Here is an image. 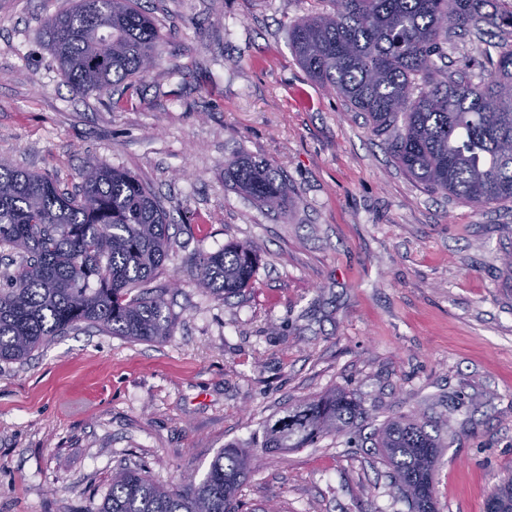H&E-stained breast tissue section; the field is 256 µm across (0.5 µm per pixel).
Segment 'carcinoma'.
I'll return each mask as SVG.
<instances>
[{"label":"carcinoma","instance_id":"carcinoma-1","mask_svg":"<svg viewBox=\"0 0 512 512\" xmlns=\"http://www.w3.org/2000/svg\"><path fill=\"white\" fill-rule=\"evenodd\" d=\"M331 9L298 19L289 46L309 77L364 115L396 165L424 190L477 208L512 201V44L489 43L480 73L453 77L438 64L448 36L484 24L512 36V0H326ZM48 46L82 93L104 94L147 74L160 58V29L140 0H73L49 17ZM80 194L48 177L0 162V249L20 257L0 274V361L26 360L84 323L113 336L152 341L169 335L164 298L139 291L169 259L168 216L139 179L93 159ZM224 181L269 212L288 208V186L268 160L239 153ZM257 267L247 242L200 255L199 284L224 297L249 287ZM364 409L331 391L303 400L263 425L262 448L283 453L345 431ZM410 512H435L433 467L440 433L411 415L372 435ZM239 446L222 450L200 482L155 483L138 468L112 473L91 512H237L251 471ZM485 512H512V474Z\"/></svg>","mask_w":512,"mask_h":512}]
</instances>
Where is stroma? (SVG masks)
<instances>
[{"mask_svg":"<svg viewBox=\"0 0 512 512\" xmlns=\"http://www.w3.org/2000/svg\"><path fill=\"white\" fill-rule=\"evenodd\" d=\"M72 0H0V161L78 189L86 159L148 184L174 249L153 282L169 336L79 326L0 362V512H88L115 468L202 480L251 443L239 512H408L361 439L411 414L440 429L438 512H484L512 473V202L476 208L422 189L344 101L311 81L288 27L321 0H141L163 43L131 103L77 93L44 20ZM246 151L290 189L287 213L224 180ZM256 245L251 288H201L199 255ZM339 390L356 430L269 454L262 426Z\"/></svg>","mask_w":512,"mask_h":512,"instance_id":"35a3bbf8","label":"stroma"}]
</instances>
